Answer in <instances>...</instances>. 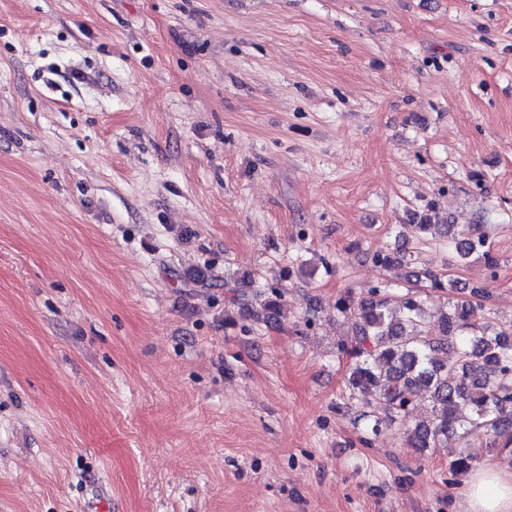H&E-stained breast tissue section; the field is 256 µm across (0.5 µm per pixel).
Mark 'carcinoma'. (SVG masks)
Here are the masks:
<instances>
[{"mask_svg":"<svg viewBox=\"0 0 512 512\" xmlns=\"http://www.w3.org/2000/svg\"><path fill=\"white\" fill-rule=\"evenodd\" d=\"M421 233L448 238L455 251L453 267L477 257L497 264L488 237L464 232L454 224L415 225ZM412 286L394 294L381 287L364 299L352 293L336 300V311L346 318L348 336L337 344L345 359L346 388L383 415L364 414L374 435L412 414L413 395L428 392L431 413L427 420L405 428V445L422 454L440 448L449 437L470 445L474 430L485 433V444L512 455V323L492 318L477 322L488 299L486 289L457 288L452 273L412 271ZM281 296L267 298L252 312L267 321L280 309ZM442 302L438 323L428 319V303ZM471 454L460 451L448 461L451 477L472 467Z\"/></svg>","mask_w":512,"mask_h":512,"instance_id":"carcinoma-1","label":"carcinoma"}]
</instances>
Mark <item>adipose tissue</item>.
Listing matches in <instances>:
<instances>
[{
    "label": "adipose tissue",
    "mask_w": 512,
    "mask_h": 512,
    "mask_svg": "<svg viewBox=\"0 0 512 512\" xmlns=\"http://www.w3.org/2000/svg\"><path fill=\"white\" fill-rule=\"evenodd\" d=\"M464 512H512V470L495 463L473 468L459 489Z\"/></svg>",
    "instance_id": "obj_1"
}]
</instances>
